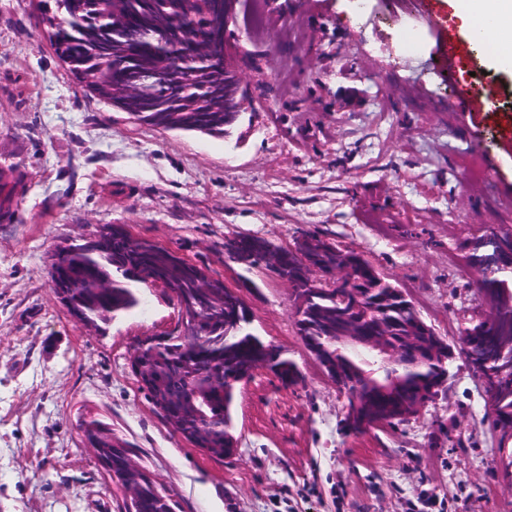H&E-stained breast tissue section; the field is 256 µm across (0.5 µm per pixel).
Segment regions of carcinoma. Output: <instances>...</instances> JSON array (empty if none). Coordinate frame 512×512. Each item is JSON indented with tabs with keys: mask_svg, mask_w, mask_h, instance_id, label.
<instances>
[{
	"mask_svg": "<svg viewBox=\"0 0 512 512\" xmlns=\"http://www.w3.org/2000/svg\"><path fill=\"white\" fill-rule=\"evenodd\" d=\"M43 21L70 65L87 73H104L127 93V109L135 120L166 131L226 134L240 113L231 111L233 83L219 61L224 52V0H43ZM141 70L159 71L171 92L168 98L148 97L131 82ZM0 169V219L12 216L9 173ZM239 244L252 257L251 267H269L266 238L245 235ZM71 268L70 298L101 330L118 315L141 305L136 287H155L162 275L175 289L176 304L196 307L188 329L167 335L149 361L163 391L175 404L190 391L198 393L196 408L185 411L182 426L206 434L217 446L231 433V408L236 385L228 377L242 366L252 367L267 344L241 317L234 297L222 288H204L208 274L201 267L159 243L144 252L133 250L115 235L90 251L66 258ZM361 296L359 317L345 300L320 292L306 316L297 322L304 344L315 348L350 374V392L366 404L385 408L397 391L416 394L436 374L437 362L408 359L382 364L364 349L340 346L336 337L357 324L368 336L380 333L403 347L424 344L413 304L396 296L388 281L356 282ZM488 303L497 310L493 332L466 347L474 372L495 387L497 419L512 420V271L495 274L486 288ZM140 512H173L174 504L156 486L139 488Z\"/></svg>",
	"mask_w": 512,
	"mask_h": 512,
	"instance_id": "carcinoma-1",
	"label": "carcinoma"
}]
</instances>
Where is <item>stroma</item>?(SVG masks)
<instances>
[{"label":"stroma","mask_w":512,"mask_h":512,"mask_svg":"<svg viewBox=\"0 0 512 512\" xmlns=\"http://www.w3.org/2000/svg\"><path fill=\"white\" fill-rule=\"evenodd\" d=\"M244 0L241 116L224 137L132 122L81 84L33 0H0V512H126L82 437L96 419L124 441L174 512H512V438L493 429L464 356L435 400L385 431L344 426V393L298 334L289 288L224 255L227 239L316 235L360 252L450 346L479 310L466 262L480 236L512 231V68L472 45L459 82L430 65L416 14L385 0ZM494 87L485 112L456 111L463 86ZM481 167L480 185L470 180ZM106 224L176 249L223 278L251 328L294 362L241 383L233 455L173 432L130 367L136 342L172 332L163 288L105 332L74 322L50 287L53 243Z\"/></svg>","instance_id":"35a3bbf8"}]
</instances>
